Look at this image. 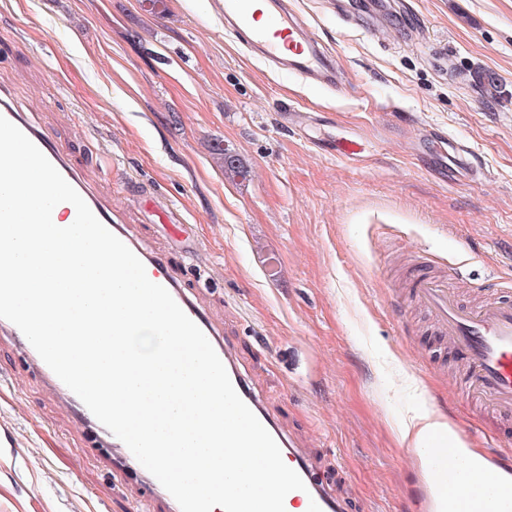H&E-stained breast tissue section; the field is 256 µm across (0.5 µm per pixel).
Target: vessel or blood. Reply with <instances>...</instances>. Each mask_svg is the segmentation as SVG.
<instances>
[{
	"label": "vessel or blood",
	"instance_id": "1",
	"mask_svg": "<svg viewBox=\"0 0 512 512\" xmlns=\"http://www.w3.org/2000/svg\"><path fill=\"white\" fill-rule=\"evenodd\" d=\"M217 7L224 17L225 28L256 57L280 70L299 75L309 86L337 84L334 56L323 49L288 0H219ZM0 115L16 125L39 148L95 216L142 261L152 282L164 286L202 330L240 397L278 443L283 458L305 484L304 490L288 493L287 501L303 502L305 512H347V503L336 495L327 480L317 477L310 456L295 447L266 410L243 375L235 353L187 293L183 283L174 276L169 263L144 249L126 225L116 223L111 208L83 181L50 138L29 121L1 89ZM412 293L430 314L434 335L448 341L461 357L463 378L455 386V394L483 406L492 419L512 418V294L505 290L494 291L480 304L468 307L459 302L444 275L415 279ZM28 357L52 391L73 412L79 427L89 429L100 439L102 451L112 463L113 476L129 483L140 500L159 505L162 512H180L170 493L136 460L126 445L94 417L38 353L29 351ZM430 454L434 464L448 473L442 493L455 501L458 512H512V464L502 463L499 472L488 477H471L452 450L434 448Z\"/></svg>",
	"mask_w": 512,
	"mask_h": 512
}]
</instances>
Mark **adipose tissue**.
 <instances>
[{
  "label": "adipose tissue",
  "mask_w": 512,
  "mask_h": 512,
  "mask_svg": "<svg viewBox=\"0 0 512 512\" xmlns=\"http://www.w3.org/2000/svg\"><path fill=\"white\" fill-rule=\"evenodd\" d=\"M400 439L417 448L421 464L428 467V477L436 486H443L447 480L445 474L431 471L429 468L428 449L436 444L444 448H454L467 469L472 473L483 474L489 469L486 456L464 442L434 410H422L411 424L401 432Z\"/></svg>",
  "instance_id": "obj_1"
}]
</instances>
